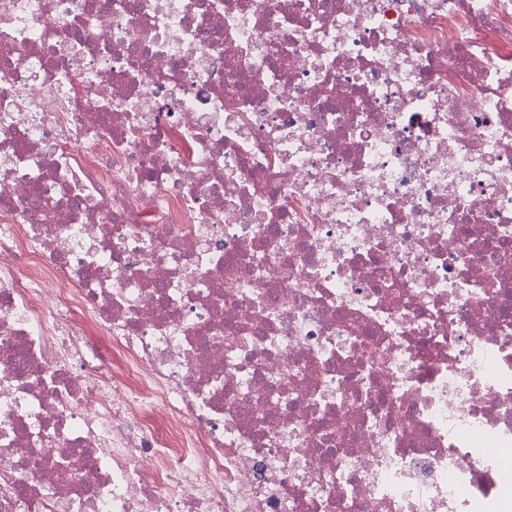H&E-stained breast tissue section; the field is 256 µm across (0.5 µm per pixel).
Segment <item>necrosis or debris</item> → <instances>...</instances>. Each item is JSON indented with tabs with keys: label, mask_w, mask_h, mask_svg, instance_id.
I'll list each match as a JSON object with an SVG mask.
<instances>
[{
	"label": "necrosis or debris",
	"mask_w": 512,
	"mask_h": 512,
	"mask_svg": "<svg viewBox=\"0 0 512 512\" xmlns=\"http://www.w3.org/2000/svg\"><path fill=\"white\" fill-rule=\"evenodd\" d=\"M506 448L512 0H0V512H512Z\"/></svg>",
	"instance_id": "necrosis-or-debris-1"
}]
</instances>
